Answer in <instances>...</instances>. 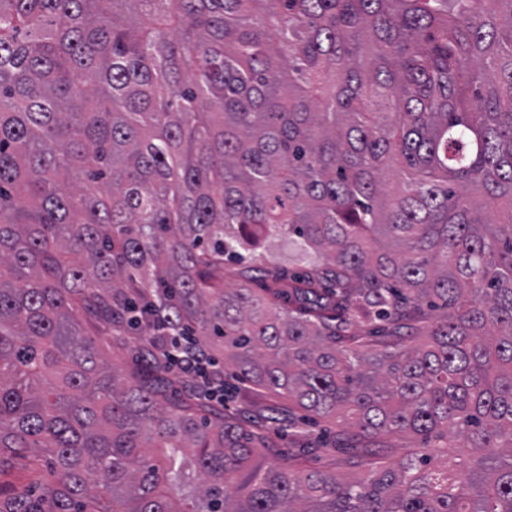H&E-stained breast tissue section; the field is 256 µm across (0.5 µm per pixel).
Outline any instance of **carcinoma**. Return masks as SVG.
Here are the masks:
<instances>
[{
    "instance_id": "cac0c4a2",
    "label": "carcinoma",
    "mask_w": 512,
    "mask_h": 512,
    "mask_svg": "<svg viewBox=\"0 0 512 512\" xmlns=\"http://www.w3.org/2000/svg\"><path fill=\"white\" fill-rule=\"evenodd\" d=\"M186 333L359 476L173 398ZM34 451L0 512H512V0H0V474ZM34 457L28 454L27 457L17 456L12 460L11 468L0 477V483L7 489H21L34 486L37 482V475L33 468Z\"/></svg>"
}]
</instances>
